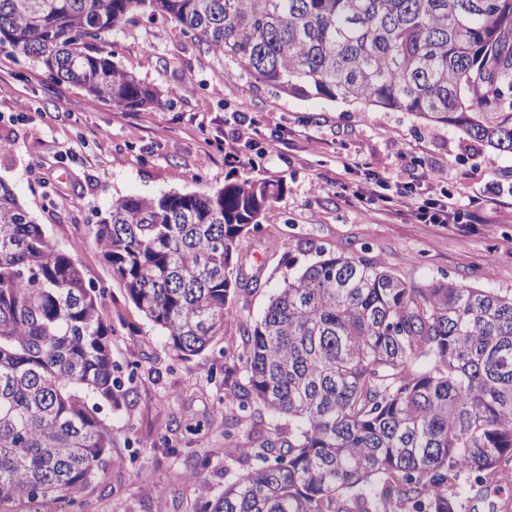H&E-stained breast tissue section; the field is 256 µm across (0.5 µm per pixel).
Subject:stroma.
Here are the masks:
<instances>
[{
	"instance_id": "35a3bbf8",
	"label": "stroma",
	"mask_w": 512,
	"mask_h": 512,
	"mask_svg": "<svg viewBox=\"0 0 512 512\" xmlns=\"http://www.w3.org/2000/svg\"><path fill=\"white\" fill-rule=\"evenodd\" d=\"M98 46L168 92L166 106L114 107L0 47V179L52 242L72 251L86 280L105 287L112 359L127 392L121 407L98 413L112 444L106 470L79 493L85 512H195L187 474L203 469L220 492L256 465L269 424L262 408L224 398L225 381L244 379L234 358L237 328L200 355L179 358L113 282L90 233L113 197L209 193L243 178L283 184L259 230L240 243L245 276L260 281L233 301L247 323L321 250L383 260L414 284L445 275L512 291V153L406 112L275 92L199 52L170 19L130 16ZM243 112L257 128L240 124ZM430 170L447 173L473 227L468 236L383 202L346 200L375 179L382 197L418 202ZM163 434L169 446L159 445ZM231 448L242 454L229 463Z\"/></svg>"
}]
</instances>
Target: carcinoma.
Returning a JSON list of instances; mask_svg holds the SVG:
<instances>
[{
  "label": "carcinoma",
  "mask_w": 512,
  "mask_h": 512,
  "mask_svg": "<svg viewBox=\"0 0 512 512\" xmlns=\"http://www.w3.org/2000/svg\"><path fill=\"white\" fill-rule=\"evenodd\" d=\"M134 14L286 94L446 123L512 152V0H0V46L119 108L164 93L102 55ZM283 186L118 196L93 232L112 279L181 358L238 325L246 383L227 397L273 425L262 465L196 512H466L512 476V292L324 250L239 323V242ZM105 288L85 279L0 180V504L72 506L107 463L100 404L126 391ZM97 399L88 405L87 397Z\"/></svg>",
  "instance_id": "1"
}]
</instances>
